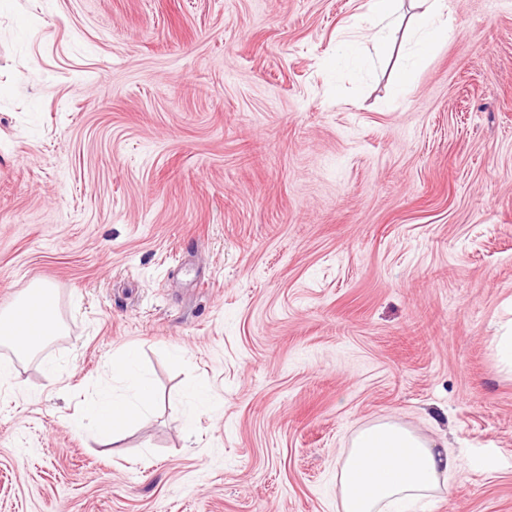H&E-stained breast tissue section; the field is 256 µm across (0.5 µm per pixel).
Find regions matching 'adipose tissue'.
Here are the masks:
<instances>
[{"instance_id":"obj_1","label":"adipose tissue","mask_w":512,"mask_h":512,"mask_svg":"<svg viewBox=\"0 0 512 512\" xmlns=\"http://www.w3.org/2000/svg\"><path fill=\"white\" fill-rule=\"evenodd\" d=\"M417 2L420 11L410 56L415 66L430 48L456 33L445 15L446 0ZM62 328L55 315L54 293L45 285L28 289L10 310L0 313V340H9L21 358L36 355ZM112 376L126 384V396L93 401L87 418L76 421V428L114 434L149 408L152 396L136 350L113 359ZM462 474L459 458L447 444L422 438L394 421L373 422L355 433L341 459L337 472L341 512H409L431 492L448 489L449 477Z\"/></svg>"}]
</instances>
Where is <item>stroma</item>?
Instances as JSON below:
<instances>
[{
    "label": "stroma",
    "mask_w": 512,
    "mask_h": 512,
    "mask_svg": "<svg viewBox=\"0 0 512 512\" xmlns=\"http://www.w3.org/2000/svg\"><path fill=\"white\" fill-rule=\"evenodd\" d=\"M362 2L0 0V311L65 324L0 345V512H339L379 420L460 459L418 512H512V0L398 94L409 0L336 65ZM129 346L152 410L71 428ZM62 328L54 293L46 285L28 289L10 310L0 313V340H9L19 358L36 355Z\"/></svg>",
    "instance_id": "obj_1"
}]
</instances>
